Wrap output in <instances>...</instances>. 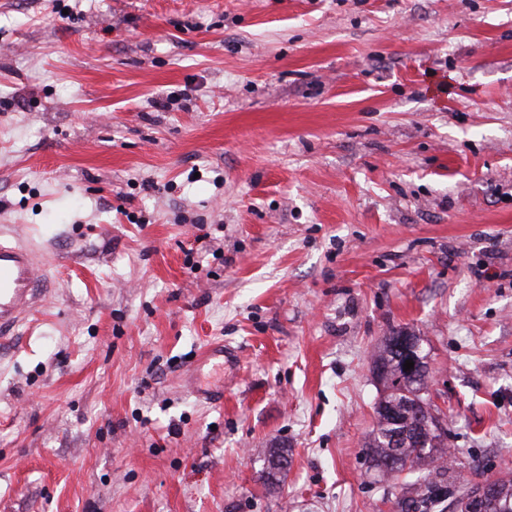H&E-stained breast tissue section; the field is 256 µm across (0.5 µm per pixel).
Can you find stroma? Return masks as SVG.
Returning a JSON list of instances; mask_svg holds the SVG:
<instances>
[{
  "instance_id": "35a3bbf8",
  "label": "stroma",
  "mask_w": 512,
  "mask_h": 512,
  "mask_svg": "<svg viewBox=\"0 0 512 512\" xmlns=\"http://www.w3.org/2000/svg\"><path fill=\"white\" fill-rule=\"evenodd\" d=\"M0 241V512H396L401 331L512 476V0H0ZM40 289L32 253L20 245L0 242V334L34 307Z\"/></svg>"
}]
</instances>
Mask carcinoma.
<instances>
[{"label": "carcinoma", "instance_id": "cac0c4a2", "mask_svg": "<svg viewBox=\"0 0 512 512\" xmlns=\"http://www.w3.org/2000/svg\"><path fill=\"white\" fill-rule=\"evenodd\" d=\"M395 337L386 338L375 364L388 369L390 382L376 406L377 427L373 430L367 450L374 468L381 477L403 472L416 474L408 483L410 496L397 504L399 512H433L457 491V477L450 475L445 463V439L426 429L429 411L419 401L426 400L427 370L415 374L403 371L401 354L394 350ZM284 454L275 452L268 458L266 477L268 489L278 486L277 474ZM499 497L485 503V512H512V477L498 479Z\"/></svg>", "mask_w": 512, "mask_h": 512}]
</instances>
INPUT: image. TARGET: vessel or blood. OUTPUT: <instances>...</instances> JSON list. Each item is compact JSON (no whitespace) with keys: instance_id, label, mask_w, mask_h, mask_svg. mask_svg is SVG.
Returning a JSON list of instances; mask_svg holds the SVG:
<instances>
[{"instance_id":"b4317fda","label":"vessel or blood","mask_w":512,"mask_h":512,"mask_svg":"<svg viewBox=\"0 0 512 512\" xmlns=\"http://www.w3.org/2000/svg\"><path fill=\"white\" fill-rule=\"evenodd\" d=\"M40 296V279L32 253L0 243V329L30 311Z\"/></svg>"}]
</instances>
